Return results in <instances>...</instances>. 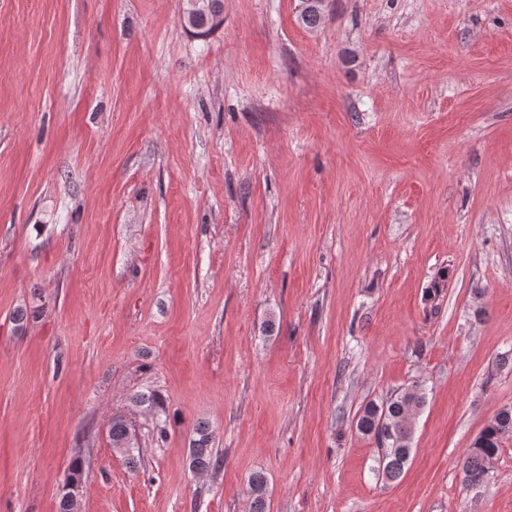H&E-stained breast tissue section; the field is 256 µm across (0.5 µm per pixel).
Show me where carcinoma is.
I'll return each mask as SVG.
<instances>
[{
	"label": "carcinoma",
	"mask_w": 512,
	"mask_h": 512,
	"mask_svg": "<svg viewBox=\"0 0 512 512\" xmlns=\"http://www.w3.org/2000/svg\"><path fill=\"white\" fill-rule=\"evenodd\" d=\"M325 0H303L298 22L308 28H318L324 19ZM224 24V0H195L185 3L183 26L189 32L204 38ZM139 406L157 413L163 411L158 395L139 393L133 397ZM425 396L420 389L407 390L378 405L367 404L357 420V430L372 438L379 453V472L388 480L397 479L404 470L412 453L413 423L411 411L420 410ZM512 437V411L499 412L481 432V445L467 449L463 473L464 480L478 485L487 479L491 459L498 455L504 439ZM112 449L127 456V463L137 465L134 454L133 433L128 421L122 416L112 418L109 430ZM219 459L214 454L213 433L208 424L200 422L190 443L189 469L204 474L217 469ZM266 480L261 473L249 479L251 512H265Z\"/></svg>",
	"instance_id": "1"
}]
</instances>
